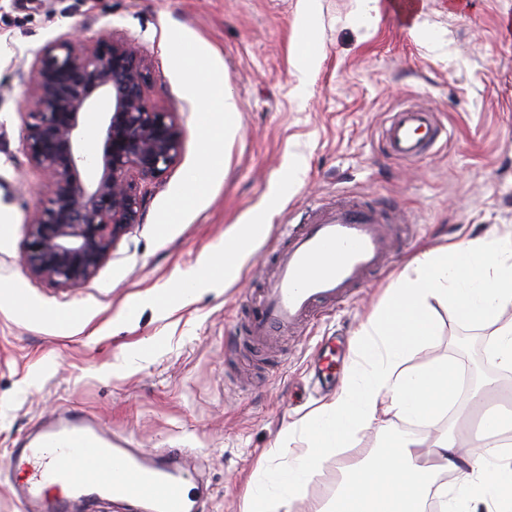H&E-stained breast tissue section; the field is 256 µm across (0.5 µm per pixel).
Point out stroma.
Instances as JSON below:
<instances>
[{
  "mask_svg": "<svg viewBox=\"0 0 512 512\" xmlns=\"http://www.w3.org/2000/svg\"><path fill=\"white\" fill-rule=\"evenodd\" d=\"M79 33L139 39L153 81L150 99L181 130L177 162L148 185L144 220L113 244L76 288L30 275L26 221L48 199L46 177L22 149L32 50ZM205 44L206 82L224 84L236 111L203 130L199 87L172 40ZM307 82H300V69ZM407 104L434 111L448 141L408 163L386 157L389 115ZM223 163L185 200L184 176L211 141ZM306 172L288 179L293 159ZM361 201L392 210L403 235L389 264L353 299L322 309L271 351L238 355L247 307L264 287L288 226L320 205ZM0 470L7 448L38 421L77 411L136 448L194 452L209 489L203 512H243L249 488L274 490L281 456L298 450L289 424L341 386L352 339L422 250L512 231V0H422L409 21L389 7L369 17L361 0H0ZM266 223L238 277L225 281L224 236ZM209 264L201 289L184 274ZM21 291L23 307L11 302ZM419 364L447 359L472 386L512 373L488 352L489 332L441 310ZM436 427L400 419L358 433L331 454L305 498L277 512H311L349 463L407 433Z\"/></svg>",
  "mask_w": 512,
  "mask_h": 512,
  "instance_id": "1",
  "label": "stroma"
}]
</instances>
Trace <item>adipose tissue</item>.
I'll return each mask as SVG.
<instances>
[{
  "label": "adipose tissue",
  "instance_id": "ef3b65f1",
  "mask_svg": "<svg viewBox=\"0 0 512 512\" xmlns=\"http://www.w3.org/2000/svg\"><path fill=\"white\" fill-rule=\"evenodd\" d=\"M512 233H497L429 248L414 257L394 288L353 339L354 359L336 394L300 422L304 446L280 473L289 499L302 497L324 458L349 447L361 430L391 418L434 423L458 391V367L448 360L413 366L408 355L437 336L439 308L491 330L492 358L512 372ZM456 473L449 497L443 476ZM512 512V448L487 441L478 454L463 452L451 431L435 440L406 435L347 466L334 497L314 512Z\"/></svg>",
  "mask_w": 512,
  "mask_h": 512
}]
</instances>
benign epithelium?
Masks as SVG:
<instances>
[{"label": "benign epithelium", "instance_id": "benign-epithelium-1", "mask_svg": "<svg viewBox=\"0 0 512 512\" xmlns=\"http://www.w3.org/2000/svg\"><path fill=\"white\" fill-rule=\"evenodd\" d=\"M27 93L32 119L22 148L47 177L48 201L27 221L30 274L58 288L90 280L117 238L143 220L141 187L179 157L182 131L150 101L152 72L138 40L110 33L95 42L61 38L33 54ZM102 115L101 157L89 164L80 133Z\"/></svg>", "mask_w": 512, "mask_h": 512}]
</instances>
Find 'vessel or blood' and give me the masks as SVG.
<instances>
[{
  "label": "vessel or blood",
  "instance_id": "1",
  "mask_svg": "<svg viewBox=\"0 0 512 512\" xmlns=\"http://www.w3.org/2000/svg\"><path fill=\"white\" fill-rule=\"evenodd\" d=\"M446 130L417 106L393 112L382 133L393 158L418 161L433 153ZM394 246L383 213L354 202L316 211L293 227L277 272L251 308V340L271 338L349 300L384 266ZM191 471L175 453L133 448L94 418L64 414L40 423L10 450L7 480L19 512H95L99 502L124 512H201L186 493Z\"/></svg>",
  "mask_w": 512,
  "mask_h": 512
}]
</instances>
